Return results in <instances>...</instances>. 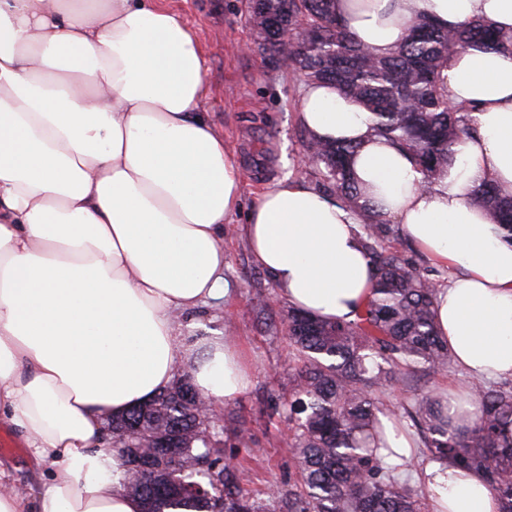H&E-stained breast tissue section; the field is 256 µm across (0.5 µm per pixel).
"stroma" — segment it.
I'll use <instances>...</instances> for the list:
<instances>
[{"label": "stroma", "instance_id": "1", "mask_svg": "<svg viewBox=\"0 0 512 512\" xmlns=\"http://www.w3.org/2000/svg\"><path fill=\"white\" fill-rule=\"evenodd\" d=\"M168 7L195 32L205 63L207 95L201 112L223 135L224 144L242 175L240 208L224 227V278L228 298L188 313L181 326L187 338L207 336L232 342L250 373L248 388L236 398L216 404L224 452L241 462V488L256 498L273 491L287 493L299 485L288 447V424L273 414V400H288L294 387L296 361L286 340L283 314L288 307L269 275L251 257L242 226L252 200L286 176L298 177V159L306 134L298 119L302 82L275 65L256 46L248 0H167ZM468 379L460 368L418 378L381 398L405 430L413 424L400 407L414 393L445 392ZM248 428L258 455L237 447L234 433ZM0 460L8 463L17 486L36 494L41 471L29 457L17 430L0 424Z\"/></svg>", "mask_w": 512, "mask_h": 512}]
</instances>
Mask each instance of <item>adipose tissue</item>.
Masks as SVG:
<instances>
[{
	"label": "adipose tissue",
	"mask_w": 512,
	"mask_h": 512,
	"mask_svg": "<svg viewBox=\"0 0 512 512\" xmlns=\"http://www.w3.org/2000/svg\"><path fill=\"white\" fill-rule=\"evenodd\" d=\"M336 13L380 56L414 17L512 32V0H336ZM442 78L474 131L428 187L333 86H305L299 120L311 138L357 143L371 205L446 273L435 320L457 364L512 378V241L469 200L485 181L512 195V50L454 52ZM204 95L197 39L165 0H0V422L47 471L27 497L0 465V512H142L104 416L155 398L189 359L214 400L249 384L233 347L186 343L178 323L228 294L224 224L241 203ZM357 222L285 178L254 199L244 233L291 306L351 320L374 283ZM417 480L430 512L500 510L480 475L445 461Z\"/></svg>",
	"instance_id": "obj_1"
}]
</instances>
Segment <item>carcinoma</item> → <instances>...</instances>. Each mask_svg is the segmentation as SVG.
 <instances>
[{"mask_svg": "<svg viewBox=\"0 0 512 512\" xmlns=\"http://www.w3.org/2000/svg\"><path fill=\"white\" fill-rule=\"evenodd\" d=\"M336 0H251V19L265 33L260 46L288 59L305 84L329 83L373 115V130L400 145L429 184L454 159L455 145L473 131L471 108L452 106L441 71L448 55L469 47L509 49L512 33L473 19L443 28L408 20L406 36L385 56L354 41L335 11ZM357 145L308 138L312 158L337 201L359 217L358 233L374 269L372 294L352 320L328 322L288 309V341L298 362L293 393L283 407L291 425L289 448L300 489L255 499L240 487V473L204 407L186 400L189 370L163 393L126 414L104 419L112 446L148 455L144 447L172 425L182 431L176 463H156L155 474L126 471L142 512L187 505L195 512H422L425 494L385 461L389 447L378 418L380 396L409 376L447 371L454 362L436 330L437 283L394 244L390 220L362 201L367 190L352 177ZM512 238V196L484 182L473 193ZM481 410L468 427L454 426L448 403L433 393L413 395L407 410L427 458L472 470L496 492L501 512H512V387H479Z\"/></svg>", "mask_w": 512, "mask_h": 512, "instance_id": "carcinoma-1", "label": "carcinoma"}]
</instances>
